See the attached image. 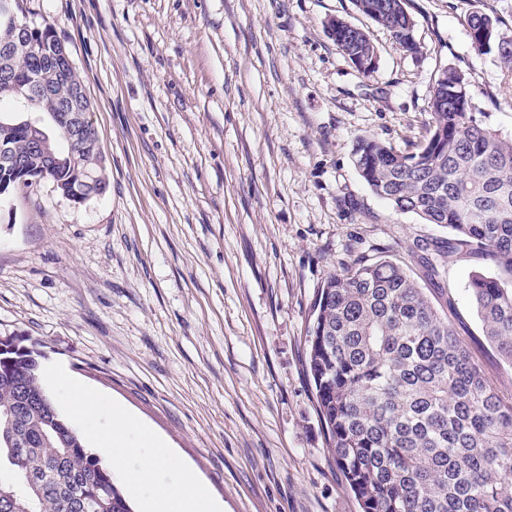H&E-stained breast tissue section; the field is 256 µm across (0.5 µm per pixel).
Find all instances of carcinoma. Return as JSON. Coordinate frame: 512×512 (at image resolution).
Segmentation results:
<instances>
[{
	"instance_id": "1",
	"label": "carcinoma",
	"mask_w": 512,
	"mask_h": 512,
	"mask_svg": "<svg viewBox=\"0 0 512 512\" xmlns=\"http://www.w3.org/2000/svg\"><path fill=\"white\" fill-rule=\"evenodd\" d=\"M403 50L420 52L407 0H353ZM473 47L512 66L481 35L512 37L494 12L466 17ZM326 27L348 59L377 51L367 34L339 18ZM28 51L3 74L0 104L15 85L50 78L51 92L28 107L49 124L0 115V143L28 171L0 166L11 186L37 178L106 192L92 132L68 144L57 116L82 88L80 75L49 27L21 30ZM424 141L401 152L373 135L356 139L355 166L371 191L399 212L452 234L425 258L474 253L495 273L475 271L467 291L486 339L512 368V139L472 112L466 74L448 67L435 80ZM61 163L43 167L42 156ZM306 367L327 445L361 512H512V398L490 385L409 269L392 260L360 261L318 289L305 336ZM0 512H130L112 472L58 413L41 382V363L12 339H0Z\"/></svg>"
}]
</instances>
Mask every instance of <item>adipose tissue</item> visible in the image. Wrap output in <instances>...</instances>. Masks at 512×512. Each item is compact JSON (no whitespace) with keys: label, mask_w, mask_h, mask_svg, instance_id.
Listing matches in <instances>:
<instances>
[{"label":"adipose tissue","mask_w":512,"mask_h":512,"mask_svg":"<svg viewBox=\"0 0 512 512\" xmlns=\"http://www.w3.org/2000/svg\"><path fill=\"white\" fill-rule=\"evenodd\" d=\"M94 441L105 451L111 471L140 492L141 512H218L217 505L210 501L207 487L189 475L159 493L149 492L155 472L173 466L174 459L164 443L122 409L112 410L111 439L106 441L98 435ZM140 451L145 454L142 467L130 470L129 457Z\"/></svg>","instance_id":"1"}]
</instances>
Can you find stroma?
<instances>
[{
	"instance_id": "35a3bbf8",
	"label": "stroma",
	"mask_w": 512,
	"mask_h": 512,
	"mask_svg": "<svg viewBox=\"0 0 512 512\" xmlns=\"http://www.w3.org/2000/svg\"><path fill=\"white\" fill-rule=\"evenodd\" d=\"M473 8L408 0L411 55L353 0H16L81 75L109 181L80 203L49 179L0 196V337L38 354L73 429L109 431L123 407L171 450L157 482L190 471L222 512H359L318 416L305 327L324 281L362 258L429 287L417 244L450 236L372 193L358 136L412 151L455 67L476 116L512 138V69L472 46ZM332 18L369 36L371 74L340 54ZM488 268L443 255L437 301L510 396L466 290ZM67 379L100 397L95 417L70 415Z\"/></svg>"
}]
</instances>
